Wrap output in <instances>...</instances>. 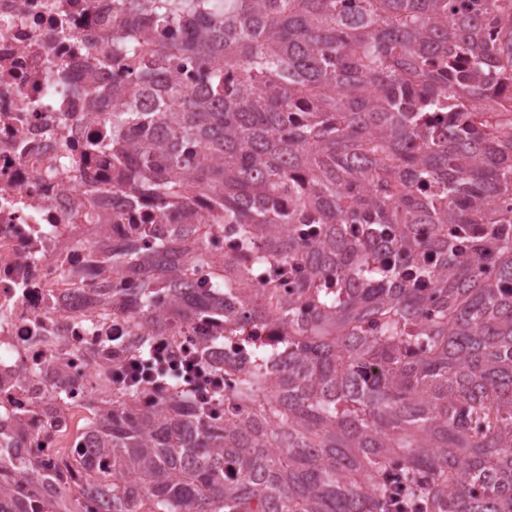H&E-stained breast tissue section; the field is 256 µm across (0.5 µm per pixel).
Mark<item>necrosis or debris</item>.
I'll list each match as a JSON object with an SVG mask.
<instances>
[{
    "mask_svg": "<svg viewBox=\"0 0 512 512\" xmlns=\"http://www.w3.org/2000/svg\"><path fill=\"white\" fill-rule=\"evenodd\" d=\"M112 37V0H0V467L40 470L81 434V414L111 400L102 380L143 343L224 340V387L253 366L249 344L224 322L142 320L113 266L149 244L137 232L205 261L188 276L207 288L217 262L237 258L231 229L167 223L112 185V162L89 144L88 80L108 86L125 65L91 67Z\"/></svg>",
    "mask_w": 512,
    "mask_h": 512,
    "instance_id": "necrosis-or-debris-1",
    "label": "necrosis or debris"
}]
</instances>
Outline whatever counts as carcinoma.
Instances as JSON below:
<instances>
[{"label":"carcinoma","instance_id":"1","mask_svg":"<svg viewBox=\"0 0 512 512\" xmlns=\"http://www.w3.org/2000/svg\"><path fill=\"white\" fill-rule=\"evenodd\" d=\"M112 58L134 73L108 92L112 178L235 232L266 279L227 323H280L287 354L207 407L112 382L91 446L0 484V512H512V235L484 237L495 279L448 242L512 225V0H121ZM175 58L203 78L173 81ZM419 251L428 288L400 264ZM144 262L168 274L131 287L157 326L224 316L225 272L247 274L224 260L208 296L174 287L197 258L158 240Z\"/></svg>","mask_w":512,"mask_h":512}]
</instances>
